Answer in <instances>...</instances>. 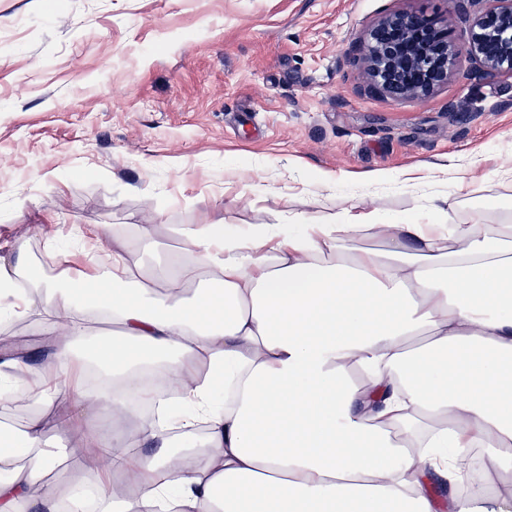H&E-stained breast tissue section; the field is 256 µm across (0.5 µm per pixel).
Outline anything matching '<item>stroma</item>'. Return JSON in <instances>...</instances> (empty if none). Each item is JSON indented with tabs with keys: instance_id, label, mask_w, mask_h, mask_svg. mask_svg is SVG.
Segmentation results:
<instances>
[{
	"instance_id": "35a3bbf8",
	"label": "stroma",
	"mask_w": 512,
	"mask_h": 512,
	"mask_svg": "<svg viewBox=\"0 0 512 512\" xmlns=\"http://www.w3.org/2000/svg\"><path fill=\"white\" fill-rule=\"evenodd\" d=\"M447 0H0V260L63 282L86 261L49 256L72 225L147 228L179 254L181 224H284L374 209L412 216L448 171L512 163V72L460 58L425 96L373 91L347 50L401 10ZM47 339L38 316H0V347ZM63 405L0 408L40 419L84 475L89 440Z\"/></svg>"
}]
</instances>
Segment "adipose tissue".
Here are the masks:
<instances>
[{
	"label": "adipose tissue",
	"mask_w": 512,
	"mask_h": 512,
	"mask_svg": "<svg viewBox=\"0 0 512 512\" xmlns=\"http://www.w3.org/2000/svg\"><path fill=\"white\" fill-rule=\"evenodd\" d=\"M493 178L457 175L425 219L195 224L153 275L105 227L71 230L105 243L101 273L19 293L20 266L0 263V312L57 332L39 402L58 400L61 365L72 427L107 411L119 424L87 451L100 512H508L462 492L476 449L486 480L512 485V212L461 210ZM104 316L117 333L93 335ZM30 359L0 356L1 406ZM146 368L178 392L159 418ZM8 438L0 512H83L76 486L45 480L66 458L39 421Z\"/></svg>",
	"instance_id": "ef3b65f1"
}]
</instances>
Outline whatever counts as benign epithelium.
Listing matches in <instances>:
<instances>
[{"label":"benign epithelium","mask_w":512,"mask_h":512,"mask_svg":"<svg viewBox=\"0 0 512 512\" xmlns=\"http://www.w3.org/2000/svg\"><path fill=\"white\" fill-rule=\"evenodd\" d=\"M444 14L399 11L363 29L351 52L361 59L371 88L392 99L424 96L448 81L461 53L475 61L476 74L512 70V0H448ZM470 24L467 44L452 36L453 22Z\"/></svg>","instance_id":"1"}]
</instances>
